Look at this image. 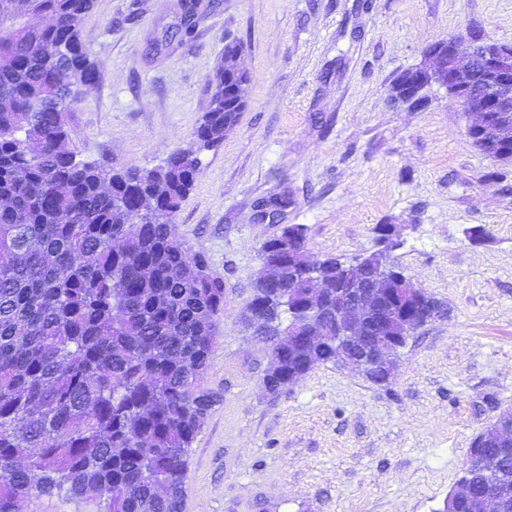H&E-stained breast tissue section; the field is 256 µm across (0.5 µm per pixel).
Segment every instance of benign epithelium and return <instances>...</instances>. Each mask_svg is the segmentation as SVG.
Segmentation results:
<instances>
[{"label": "benign epithelium", "instance_id": "obj_1", "mask_svg": "<svg viewBox=\"0 0 512 512\" xmlns=\"http://www.w3.org/2000/svg\"><path fill=\"white\" fill-rule=\"evenodd\" d=\"M426 62L405 73L402 97L412 103L423 98L431 84L444 87L463 111L474 117L467 127L469 139L489 143L498 160L512 162V135L502 125V113L512 112V44L474 41L462 54L458 40L450 38L431 45ZM385 257L372 252L360 255L336 271V287L325 288L311 277V301L305 319L269 340L256 331L259 340L272 352V361L264 377L266 391L275 395L280 388L300 379L321 362L323 351L334 349L336 365L355 373L370 371L379 384L393 376V360L418 328L441 316L437 309L420 318L418 308L425 292L410 279L399 275L395 288L386 292ZM305 354V368L280 374L282 353ZM498 448L512 447V418H502L482 431L474 444ZM452 497L464 498L471 512H486L493 498L492 489L477 495L467 478H461Z\"/></svg>", "mask_w": 512, "mask_h": 512}]
</instances>
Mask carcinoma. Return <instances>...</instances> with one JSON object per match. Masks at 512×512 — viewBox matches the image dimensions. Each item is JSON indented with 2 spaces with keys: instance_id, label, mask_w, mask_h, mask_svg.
I'll list each match as a JSON object with an SVG mask.
<instances>
[{
  "instance_id": "obj_1",
  "label": "carcinoma",
  "mask_w": 512,
  "mask_h": 512,
  "mask_svg": "<svg viewBox=\"0 0 512 512\" xmlns=\"http://www.w3.org/2000/svg\"><path fill=\"white\" fill-rule=\"evenodd\" d=\"M95 0H0V512L63 495L95 512H182L191 445L214 403L201 387L224 311V283L192 256L175 214L200 154L237 125L224 111V63L208 82L192 145L151 170L79 161L60 145L58 101L97 78L81 25ZM50 23L29 25L32 15ZM291 224L260 256L305 247ZM253 308L276 334L301 293L257 277ZM468 472L512 512V449Z\"/></svg>"
}]
</instances>
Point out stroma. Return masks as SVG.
<instances>
[{"label": "stroma", "instance_id": "obj_1", "mask_svg": "<svg viewBox=\"0 0 512 512\" xmlns=\"http://www.w3.org/2000/svg\"><path fill=\"white\" fill-rule=\"evenodd\" d=\"M96 0L80 38L98 77L69 114L78 157L152 169L188 147L227 41L246 107L200 155L174 218L224 283L182 512H440L469 449L512 413V166L467 136L431 85L387 91L433 43H512V0ZM289 206L264 218L273 201ZM307 227L311 256L350 258L395 225L403 273L448 314L420 327L378 385L317 366L274 397L270 352L241 313L263 244Z\"/></svg>", "mask_w": 512, "mask_h": 512}]
</instances>
